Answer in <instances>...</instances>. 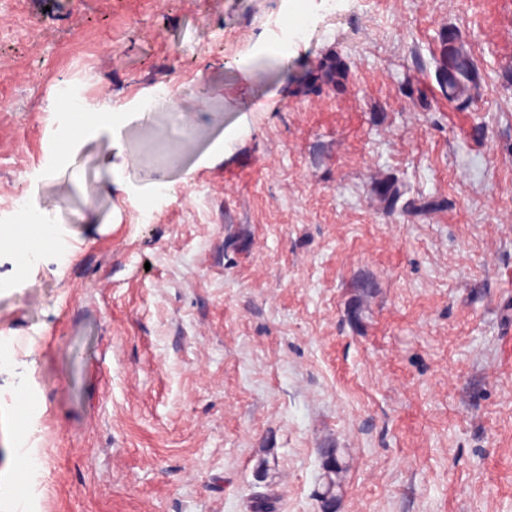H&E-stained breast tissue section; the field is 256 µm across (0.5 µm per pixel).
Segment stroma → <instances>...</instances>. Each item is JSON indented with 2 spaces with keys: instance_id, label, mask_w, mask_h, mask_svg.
<instances>
[{
  "instance_id": "35a3bbf8",
  "label": "stroma",
  "mask_w": 512,
  "mask_h": 512,
  "mask_svg": "<svg viewBox=\"0 0 512 512\" xmlns=\"http://www.w3.org/2000/svg\"><path fill=\"white\" fill-rule=\"evenodd\" d=\"M335 4L0 0V225L21 193L66 247L0 251V505L24 415L33 512H323L334 448L336 512H512V0ZM438 41L440 56L436 71L437 81L448 97L462 100L463 103L469 94L470 84L475 80V63L451 30L439 31ZM324 468L327 473V482L325 483L324 490L319 494V499L322 500V504L329 505L334 509L332 511L325 512H335L336 510V495L334 494V487L336 485L335 480L332 478V475L338 476L345 468V462L340 454H338L337 449L331 450L327 456L324 463Z\"/></svg>"
}]
</instances>
